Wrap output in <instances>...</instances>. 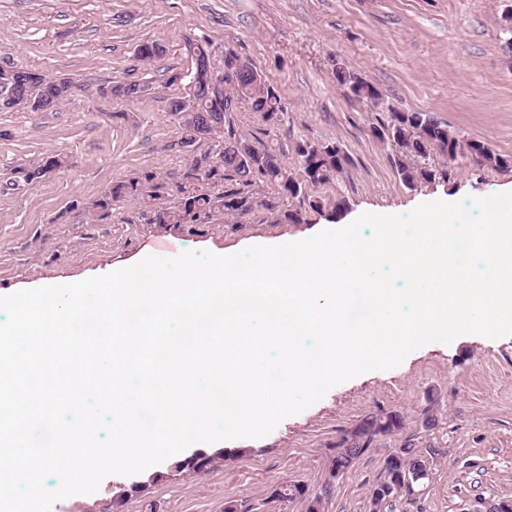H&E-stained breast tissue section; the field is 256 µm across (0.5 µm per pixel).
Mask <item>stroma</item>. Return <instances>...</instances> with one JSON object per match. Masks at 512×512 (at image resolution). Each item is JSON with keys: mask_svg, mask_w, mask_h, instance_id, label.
I'll return each mask as SVG.
<instances>
[{"mask_svg": "<svg viewBox=\"0 0 512 512\" xmlns=\"http://www.w3.org/2000/svg\"><path fill=\"white\" fill-rule=\"evenodd\" d=\"M512 0H0V58L68 74L79 88L53 112H0V291L13 293L82 280L127 267L173 244L177 252L216 254L265 239L299 241L348 225L365 212L401 214L423 202L458 201L512 189L511 166L476 169L458 160L447 178L408 189L392 163L395 151L374 126L391 109L429 112L449 128L487 142L512 161V64L504 60L501 17ZM213 42L215 60L233 49L280 93L286 110L269 126L248 106L231 120L258 139L276 134L336 142L348 171L311 188L344 198L345 209L306 211L301 223L258 210L229 223L160 228L143 203L125 200L110 219L90 224L85 206L112 182L145 169L179 177L185 155L168 102L189 94L190 43ZM159 41L161 57L137 62V46ZM343 63L379 88L389 109L347 96L333 70ZM147 84L140 99L99 97V85L124 73ZM62 168L31 185L13 171L45 155ZM433 407L434 428L422 410ZM405 418L402 432L378 438L337 483L328 463L344 430L379 410ZM413 444L429 478L382 512H473L479 502L512 499V336L464 335L429 344L396 368L370 371L332 388L269 435L208 443L225 460L205 475L170 469L139 474L140 492L113 510L110 475L98 490L57 502L53 512H301L273 494L282 482L310 490L331 485L323 512H372L370 491L387 456Z\"/></svg>", "mask_w": 512, "mask_h": 512, "instance_id": "35a3bbf8", "label": "stroma"}]
</instances>
